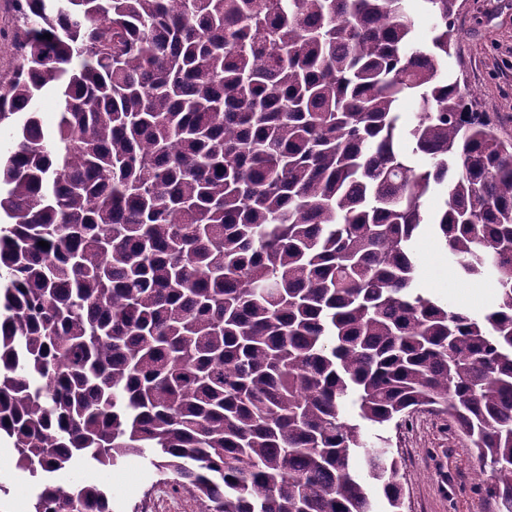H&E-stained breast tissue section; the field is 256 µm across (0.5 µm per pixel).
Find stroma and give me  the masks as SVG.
<instances>
[{"mask_svg":"<svg viewBox=\"0 0 512 512\" xmlns=\"http://www.w3.org/2000/svg\"><path fill=\"white\" fill-rule=\"evenodd\" d=\"M457 49L448 74L474 94L478 111L493 113L501 136L512 139V0H458ZM420 287L438 299L476 313L496 295L494 281L462 280L455 263L431 231L415 239ZM388 446L399 459L403 512H497L495 502L478 492L491 472L480 466L467 439L454 432L447 416L426 411L411 424L388 427ZM64 481L105 486L112 512H202L192 491L173 486L149 455L124 457L112 466L83 464ZM0 512H20L34 498L33 481L15 467L14 452L0 456Z\"/></svg>","mask_w":512,"mask_h":512,"instance_id":"obj_1","label":"stroma"}]
</instances>
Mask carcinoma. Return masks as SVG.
<instances>
[{"instance_id":"obj_1","label":"carcinoma","mask_w":512,"mask_h":512,"mask_svg":"<svg viewBox=\"0 0 512 512\" xmlns=\"http://www.w3.org/2000/svg\"><path fill=\"white\" fill-rule=\"evenodd\" d=\"M13 2L0 436L31 512H112L56 475L148 449L205 512H400L367 431L423 409L512 512V140L448 80L457 0H422L426 45L404 0ZM426 226L491 311L419 288Z\"/></svg>"}]
</instances>
